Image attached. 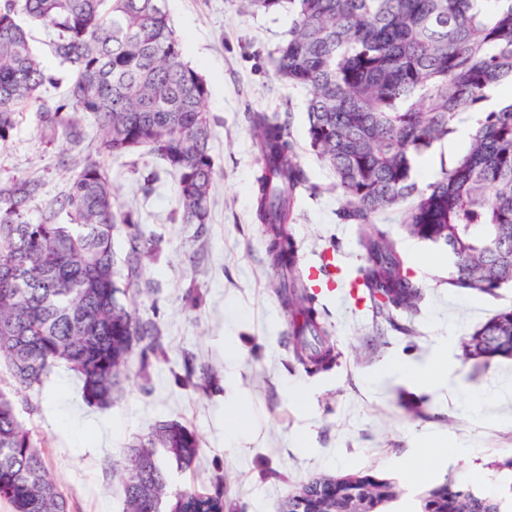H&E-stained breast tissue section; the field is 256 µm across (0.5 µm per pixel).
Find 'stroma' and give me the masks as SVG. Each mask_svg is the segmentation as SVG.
Listing matches in <instances>:
<instances>
[{
	"label": "stroma",
	"instance_id": "35a3bbf8",
	"mask_svg": "<svg viewBox=\"0 0 512 512\" xmlns=\"http://www.w3.org/2000/svg\"><path fill=\"white\" fill-rule=\"evenodd\" d=\"M184 58L208 87L206 109L215 128L211 154L217 170L207 224L181 223L177 185L163 176L153 192L142 191L157 160L141 150L104 161L122 202L138 208L142 228L158 241L130 301L139 316L158 318L161 346L147 368L132 365L112 408L89 405L81 383L55 369L39 388L17 398L20 420L44 443L47 467L69 497L72 512H123L121 468L131 445L156 424L177 421L196 432L201 452L194 470L182 472L165 452L162 465L175 483L211 489L223 477L228 512H280L289 493L325 473L357 472L392 479L403 489L384 512H409L413 497L446 478H474L482 494L500 492L512 470V360L481 373L452 348L454 385L427 386L406 376H383L397 363L422 368L441 342L461 336L511 306L512 287L497 296L450 288L446 246L408 235L399 212L382 216L425 298L406 336L385 329L367 346V303L355 300L349 275L360 263V227L346 224L332 186V171L307 146L308 93L283 85L272 56L287 33L288 11H248L240 0H166ZM288 113L301 165L315 196H302L292 233L304 242L301 266L331 251L336 271L320 296L331 313L332 339L341 351L332 372L306 375L284 343L288 317L270 268L265 239L252 221L256 171L248 108ZM468 144L459 133L434 144L416 161L420 183L450 167ZM61 143L47 142L33 109L20 114L9 140L0 143V180H41L42 203L64 190L75 174L62 166ZM238 353L226 360L228 348ZM208 366L207 389L187 382V372ZM237 397L251 424L237 430L224 402ZM87 419L105 422L106 439L82 443ZM439 438L447 449L425 459L424 444Z\"/></svg>",
	"mask_w": 512,
	"mask_h": 512
}]
</instances>
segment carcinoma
Returning <instances> with one entry per match:
<instances>
[{"instance_id": "obj_1", "label": "carcinoma", "mask_w": 512, "mask_h": 512, "mask_svg": "<svg viewBox=\"0 0 512 512\" xmlns=\"http://www.w3.org/2000/svg\"><path fill=\"white\" fill-rule=\"evenodd\" d=\"M258 10L288 8L293 19L273 58L275 75L309 91L307 146L330 170L342 201L339 219L360 225L362 289L372 324L395 325L418 312L423 293L380 214L402 212L408 234L448 246V287L496 296L512 286V101L487 109L488 92L512 83V0H246ZM39 24L53 55L73 72L66 94L42 96L55 74L31 47L20 18ZM208 88L184 60L163 0H0V142L20 109L32 107L42 133L70 145L62 165L79 168L50 203L37 207L42 183L29 176L0 182V363L14 392L0 388V499L11 512H71L51 477L41 442L20 420L13 394L43 384L65 365L86 402L110 409L133 348L154 352L161 325L127 303L143 261L158 251L137 208L121 202L104 158L145 149L177 178L180 221L206 224L217 170ZM482 113L468 147L432 182L415 177L416 157ZM97 131L84 147L81 116ZM258 175L254 223L268 242L277 292L289 317L288 345L308 375L330 372L341 352L327 312L299 263L294 223L298 196L316 193L301 167L289 120L248 114ZM125 226L120 281L112 233ZM477 369L512 359V308L496 311L459 344ZM162 448L186 472L200 441L187 426L155 425L130 450L121 477L126 512H224L220 490L175 487L158 462ZM353 481L380 507L399 499L389 479L358 473L313 477L289 494L281 512L320 481ZM505 499L477 495L449 477L418 498L417 512H505Z\"/></svg>"}]
</instances>
